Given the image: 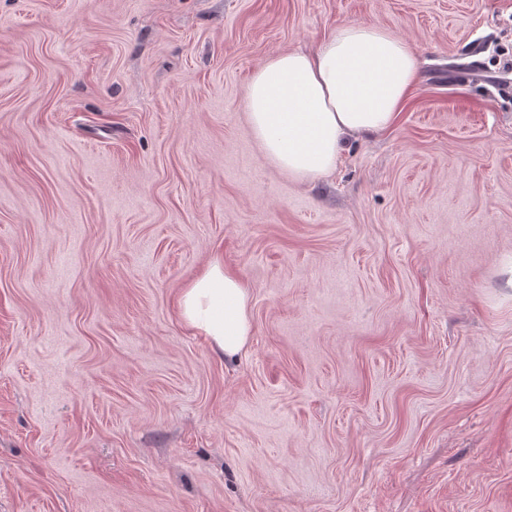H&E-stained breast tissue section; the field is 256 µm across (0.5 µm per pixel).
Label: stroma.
I'll return each instance as SVG.
<instances>
[{"mask_svg": "<svg viewBox=\"0 0 512 512\" xmlns=\"http://www.w3.org/2000/svg\"><path fill=\"white\" fill-rule=\"evenodd\" d=\"M349 23L418 74L299 182L247 83ZM510 58L512 0H0V512H512ZM250 300L248 286L217 253L181 288L177 307L188 328L204 336L214 353L231 360L245 352L252 334Z\"/></svg>", "mask_w": 512, "mask_h": 512, "instance_id": "obj_1", "label": "stroma"}]
</instances>
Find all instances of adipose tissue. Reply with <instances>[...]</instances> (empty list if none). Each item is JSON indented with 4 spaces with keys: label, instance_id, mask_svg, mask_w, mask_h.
I'll return each mask as SVG.
<instances>
[{
    "label": "adipose tissue",
    "instance_id": "1",
    "mask_svg": "<svg viewBox=\"0 0 512 512\" xmlns=\"http://www.w3.org/2000/svg\"><path fill=\"white\" fill-rule=\"evenodd\" d=\"M417 70L411 45L376 24L333 28L311 52L269 58L245 98L249 124L268 159L300 181L332 171L346 137L390 129ZM251 294L215 254L177 297L181 321L217 355L243 354L252 334Z\"/></svg>",
    "mask_w": 512,
    "mask_h": 512
}]
</instances>
